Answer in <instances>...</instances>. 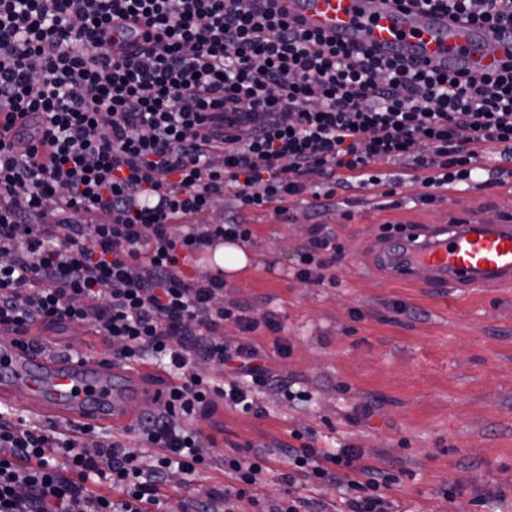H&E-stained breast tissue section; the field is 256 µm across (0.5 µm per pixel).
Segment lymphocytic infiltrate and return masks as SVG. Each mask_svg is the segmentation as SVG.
Segmentation results:
<instances>
[{
  "label": "lymphocytic infiltrate",
  "mask_w": 512,
  "mask_h": 512,
  "mask_svg": "<svg viewBox=\"0 0 512 512\" xmlns=\"http://www.w3.org/2000/svg\"><path fill=\"white\" fill-rule=\"evenodd\" d=\"M256 2L0 0V334L88 325L116 358L174 378L134 429L146 455L91 428L0 413V512H165L172 475L210 465L198 419L220 400L247 412L254 391H287L253 343L223 336L229 321L246 336L267 329L285 357L280 322L225 303L222 277L183 271L204 246L250 240L238 213L284 216L306 193L321 211L337 192L394 186L390 163L421 184L424 204L512 183V64L435 73ZM403 2L512 28V0ZM135 30L143 47L115 53ZM488 153L496 165L484 173ZM228 193L236 216L176 233ZM329 247L312 228L296 278L323 281ZM292 437L284 482H340L345 512H394L399 475L365 464L357 446L331 453L311 432ZM264 465L251 444L234 445L231 485L190 512L251 497Z\"/></svg>",
  "instance_id": "obj_1"
}]
</instances>
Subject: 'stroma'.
I'll return each mask as SVG.
<instances>
[{
    "label": "stroma",
    "instance_id": "stroma-1",
    "mask_svg": "<svg viewBox=\"0 0 512 512\" xmlns=\"http://www.w3.org/2000/svg\"><path fill=\"white\" fill-rule=\"evenodd\" d=\"M421 185L393 196L354 188L315 212L311 195L291 198L289 220L265 210L250 215L247 266L224 276V300L271 313L292 346L274 356L265 331L250 339L271 354V365L291 382L296 398L257 394L258 412L218 406L197 423L214 439L212 463L201 476L166 490L170 512L230 485L224 453L251 443L266 456L259 499L310 496L339 504L338 486L287 484L283 450L295 430L310 429L314 444L333 451L364 448L368 465L403 471L388 496L400 512H512V288L439 290L410 286L372 273L382 225L444 224L453 211L477 208L487 217L512 212V188L452 190L447 199L420 204ZM352 211L346 219L344 211ZM342 253L322 283L298 281V252L314 224ZM371 406L353 425L348 415ZM460 484L454 499L442 488ZM483 506H476V499Z\"/></svg>",
    "mask_w": 512,
    "mask_h": 512
}]
</instances>
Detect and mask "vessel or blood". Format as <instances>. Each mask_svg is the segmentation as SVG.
<instances>
[{
    "instance_id": "1",
    "label": "vessel or blood",
    "mask_w": 512,
    "mask_h": 512,
    "mask_svg": "<svg viewBox=\"0 0 512 512\" xmlns=\"http://www.w3.org/2000/svg\"><path fill=\"white\" fill-rule=\"evenodd\" d=\"M302 28L438 71L478 74L512 59V35L455 21L396 0H279ZM377 262L392 279L435 288H512V223L481 212L444 224H406L384 240ZM24 394L31 415L78 425L128 427L139 409L163 397L144 372L104 356L100 347L42 353L31 343L0 344V401Z\"/></svg>"
}]
</instances>
